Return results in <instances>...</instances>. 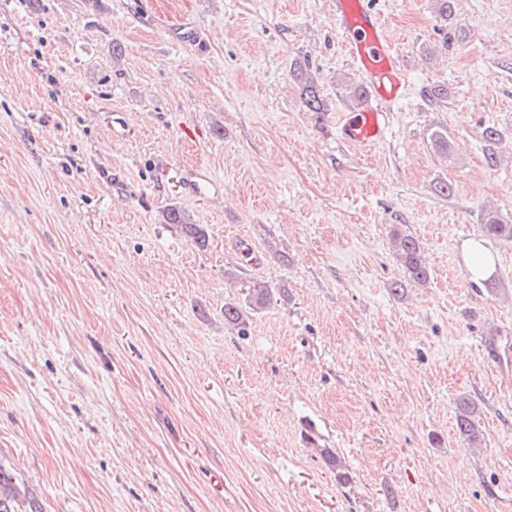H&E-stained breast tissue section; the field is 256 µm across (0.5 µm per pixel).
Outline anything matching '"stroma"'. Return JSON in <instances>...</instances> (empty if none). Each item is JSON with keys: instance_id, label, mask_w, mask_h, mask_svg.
I'll return each mask as SVG.
<instances>
[{"instance_id": "35a3bbf8", "label": "stroma", "mask_w": 512, "mask_h": 512, "mask_svg": "<svg viewBox=\"0 0 512 512\" xmlns=\"http://www.w3.org/2000/svg\"><path fill=\"white\" fill-rule=\"evenodd\" d=\"M371 2L410 82L360 150L328 0H0V464L46 512H512V0ZM396 228L430 268L397 295ZM296 76L302 82V99L305 107L310 112H325L324 99L320 95V90L307 72L303 68H299ZM165 223L173 224L180 232L198 246H205L206 232L202 225L192 224L190 218L177 208H170L164 215ZM461 258L470 279L475 282L486 280L494 274V257L479 239H469L462 244ZM270 300L268 288H255L246 296L245 304L226 303L224 305V321L231 324H244L251 311L264 308ZM476 414V407L468 397L463 396L458 400L456 416L458 431L473 447L480 448L483 445L484 436L476 422Z\"/></svg>"}]
</instances>
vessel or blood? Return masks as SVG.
<instances>
[{"label":"vessel or blood","instance_id":"1","mask_svg":"<svg viewBox=\"0 0 512 512\" xmlns=\"http://www.w3.org/2000/svg\"><path fill=\"white\" fill-rule=\"evenodd\" d=\"M329 8L364 92L360 110L340 117L338 133L346 143L369 147L385 137L390 115L405 95L403 55L367 0H330Z\"/></svg>","mask_w":512,"mask_h":512}]
</instances>
